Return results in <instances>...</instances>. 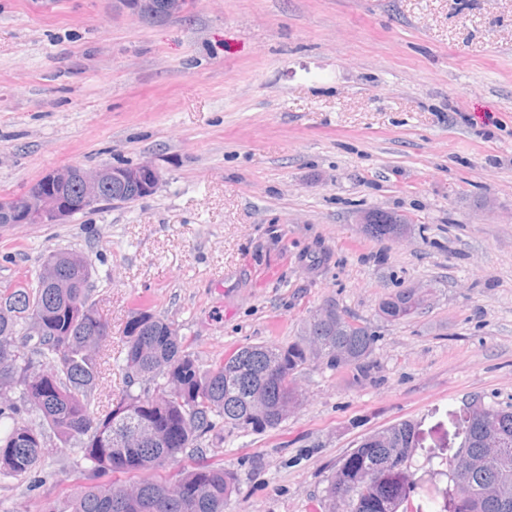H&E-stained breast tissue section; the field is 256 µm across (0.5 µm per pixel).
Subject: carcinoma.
Wrapping results in <instances>:
<instances>
[{"label": "carcinoma", "mask_w": 512, "mask_h": 512, "mask_svg": "<svg viewBox=\"0 0 512 512\" xmlns=\"http://www.w3.org/2000/svg\"><path fill=\"white\" fill-rule=\"evenodd\" d=\"M372 238H396L397 214L373 211ZM92 265L77 251L47 256L32 281L0 289V474L25 477L50 454L52 440L81 450L92 481L45 512H226L238 484L234 471L201 463L165 473L206 436L224 429H272L287 419L282 400L298 392L297 375L316 345L332 370L360 378L374 369L377 336L348 326L346 312L307 322L286 345L242 346L202 369L170 322L145 308L127 321L125 389L95 401L110 324L92 300ZM420 308L410 288L383 298L390 323ZM140 386L139 392L133 387ZM464 445L446 473L461 472L456 512H512V405L473 398ZM153 427L142 440L136 424ZM415 431L400 422L365 436L325 479V512H400L416 489L411 471ZM194 492L186 501L184 489Z\"/></svg>", "instance_id": "obj_1"}]
</instances>
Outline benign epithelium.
I'll return each mask as SVG.
<instances>
[{"mask_svg":"<svg viewBox=\"0 0 512 512\" xmlns=\"http://www.w3.org/2000/svg\"><path fill=\"white\" fill-rule=\"evenodd\" d=\"M119 8L131 17L142 21H163L187 12L190 0H114ZM161 171L151 161L133 167L104 165L85 168L73 164L46 172L35 181L29 195L37 205L26 214H20L18 206L0 211L4 224H64L76 210H86L99 205L107 188L112 185H137L144 196L153 194L160 184ZM68 184H77L81 191L69 199L58 194Z\"/></svg>","mask_w":512,"mask_h":512,"instance_id":"1","label":"benign epithelium"}]
</instances>
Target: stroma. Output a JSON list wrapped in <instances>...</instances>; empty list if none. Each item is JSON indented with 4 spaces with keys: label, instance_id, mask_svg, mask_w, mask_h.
I'll list each match as a JSON object with an SVG mask.
<instances>
[{
    "label": "stroma",
    "instance_id": "1",
    "mask_svg": "<svg viewBox=\"0 0 512 512\" xmlns=\"http://www.w3.org/2000/svg\"><path fill=\"white\" fill-rule=\"evenodd\" d=\"M144 160L152 196L1 234L0 284L59 250L89 257L105 393L124 386L139 307L206 369L336 304L378 336L370 377L309 365L297 413L182 466L237 473L227 512H323L336 460L408 421L409 505L442 512L471 397L512 403V0H192L159 23L113 0H0V197L64 165ZM375 208L411 233L367 236L357 214ZM415 285L421 309L379 316ZM85 467L57 448L0 475V512L63 502ZM414 288L421 287L403 288L383 298L378 305L379 315L387 322L394 323L414 314L421 306L419 300L414 298Z\"/></svg>",
    "mask_w": 512,
    "mask_h": 512
}]
</instances>
